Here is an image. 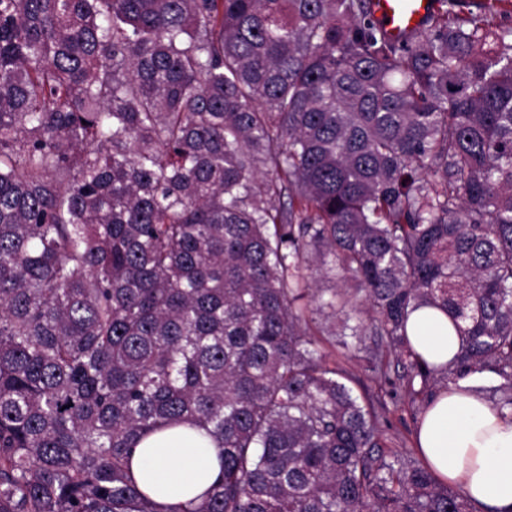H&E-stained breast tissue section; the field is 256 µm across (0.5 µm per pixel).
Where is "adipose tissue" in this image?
<instances>
[{
	"instance_id": "1",
	"label": "adipose tissue",
	"mask_w": 512,
	"mask_h": 512,
	"mask_svg": "<svg viewBox=\"0 0 512 512\" xmlns=\"http://www.w3.org/2000/svg\"><path fill=\"white\" fill-rule=\"evenodd\" d=\"M407 333L412 349L435 366L452 361L460 347L451 320L433 308L415 311ZM471 386L467 379L437 392L415 444L438 479L461 487L483 512H512V410L494 406ZM131 471L140 489L166 508L200 496L220 465L213 440L182 423L141 438Z\"/></svg>"
}]
</instances>
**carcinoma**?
<instances>
[{
    "mask_svg": "<svg viewBox=\"0 0 512 512\" xmlns=\"http://www.w3.org/2000/svg\"><path fill=\"white\" fill-rule=\"evenodd\" d=\"M438 3L396 43L371 0H0V512H159L132 453L186 422L222 472L169 512H480L314 333L512 409L509 0ZM407 333L412 349L431 365L449 363L460 347L451 320L433 308L415 311L408 321Z\"/></svg>",
    "mask_w": 512,
    "mask_h": 512,
    "instance_id": "cac0c4a2",
    "label": "carcinoma"
}]
</instances>
